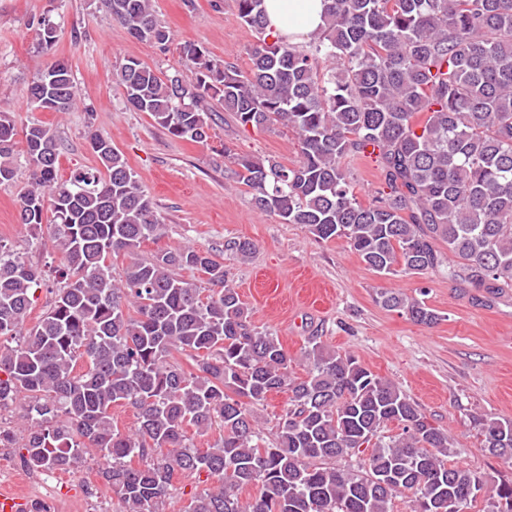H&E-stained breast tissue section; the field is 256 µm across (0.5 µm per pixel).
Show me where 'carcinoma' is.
I'll list each match as a JSON object with an SVG mask.
<instances>
[{
	"mask_svg": "<svg viewBox=\"0 0 512 512\" xmlns=\"http://www.w3.org/2000/svg\"><path fill=\"white\" fill-rule=\"evenodd\" d=\"M265 0H235L256 35L242 70L185 43L190 75L159 74L129 56L115 72L126 102L172 135L209 138L215 100L242 128L279 123L297 138L288 166L230 156L254 207L322 240L343 239L384 275L440 271L490 296L512 288V0H326L325 22L305 43L267 29ZM138 41H170L153 0H102ZM40 44L58 38L49 17ZM34 110L66 113L81 103L71 68L57 62L27 87ZM16 124L0 110V184L15 176ZM29 182L20 223L52 214L67 271L50 309L31 328L40 273L0 244V408L24 402L21 460L66 472L93 451L104 488L126 512H161L178 475L211 481L185 512H464L482 493L488 512H512V481L448 463L453 438L391 381L313 336L305 376L289 373L278 339L252 324L224 262L191 246L133 262L116 277L109 258L165 233L156 204L109 137L91 146L101 168L58 178V136L25 128ZM376 163L380 188L362 202L346 159ZM252 241L229 238L244 262ZM206 275L205 290L181 278ZM208 295H203V292ZM383 308L433 325L438 314L396 291ZM188 354L186 371L173 353ZM289 393L273 439L257 406ZM137 410L122 433L112 407ZM480 450L512 462V419L475 417ZM390 423L399 433L382 435ZM224 435L195 447L187 428ZM138 465L133 466V459ZM259 487L243 500L240 490Z\"/></svg>",
	"mask_w": 512,
	"mask_h": 512,
	"instance_id": "obj_1",
	"label": "carcinoma"
}]
</instances>
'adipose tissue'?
<instances>
[{
	"mask_svg": "<svg viewBox=\"0 0 512 512\" xmlns=\"http://www.w3.org/2000/svg\"><path fill=\"white\" fill-rule=\"evenodd\" d=\"M265 7L269 30L294 43L323 23L324 0H265Z\"/></svg>",
	"mask_w": 512,
	"mask_h": 512,
	"instance_id": "1",
	"label": "adipose tissue"
}]
</instances>
